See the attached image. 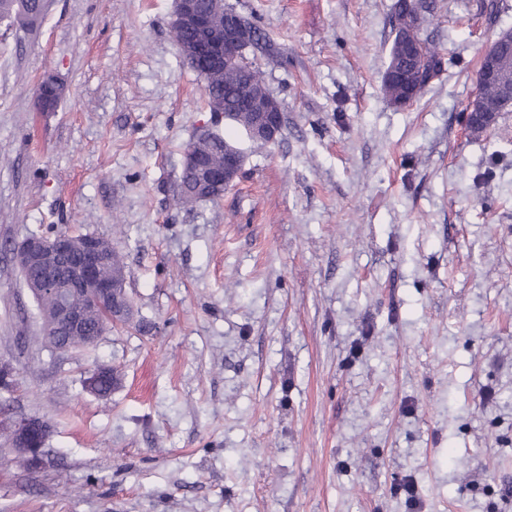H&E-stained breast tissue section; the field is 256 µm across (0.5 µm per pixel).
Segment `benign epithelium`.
Returning <instances> with one entry per match:
<instances>
[{
    "label": "benign epithelium",
    "instance_id": "obj_1",
    "mask_svg": "<svg viewBox=\"0 0 512 512\" xmlns=\"http://www.w3.org/2000/svg\"><path fill=\"white\" fill-rule=\"evenodd\" d=\"M215 9H224L229 20L224 32L210 33L211 12L198 7L197 0H174L170 25L196 30L203 38L193 45L180 48L192 53L203 63L235 62L227 50L249 43L251 26L246 24L234 8L224 0H214ZM512 63V31L496 35L480 61L478 84H502L507 80ZM254 122L248 127L252 138H263L272 143L281 134L284 116L280 102L270 97L253 106ZM495 109L475 92L464 111L468 130L487 129L493 123ZM243 155L236 148L224 150V167L199 165L201 185L219 183L230 186L238 177ZM11 260L19 271L35 270L38 276L29 278L25 287L31 297L50 296L55 300V318L44 326L43 335L57 340L63 336H81L92 340L87 332V312L90 307H108L112 319L128 323L133 319V307L128 301L125 282L106 278L101 273V245L92 235L76 236L59 230L56 235L29 236L11 249ZM0 431L9 435L11 447L32 469L45 463L44 447L48 436L45 421L33 418H15L0 414Z\"/></svg>",
    "mask_w": 512,
    "mask_h": 512
}]
</instances>
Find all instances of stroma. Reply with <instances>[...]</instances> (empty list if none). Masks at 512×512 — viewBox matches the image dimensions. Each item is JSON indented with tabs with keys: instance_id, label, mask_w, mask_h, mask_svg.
Wrapping results in <instances>:
<instances>
[{
	"instance_id": "1",
	"label": "stroma",
	"mask_w": 512,
	"mask_h": 512,
	"mask_svg": "<svg viewBox=\"0 0 512 512\" xmlns=\"http://www.w3.org/2000/svg\"><path fill=\"white\" fill-rule=\"evenodd\" d=\"M228 2L277 49L272 143L216 123L174 0L0 19V248L111 238L152 326L50 351L0 251L6 412L47 422L52 458L29 469L0 438V512H411L408 476L420 512H512V111L463 123L512 0H437L443 70L400 108L394 0ZM49 75L65 94L40 112ZM212 128L243 168L182 207L186 147ZM99 367L121 377L106 397L84 387Z\"/></svg>"
}]
</instances>
